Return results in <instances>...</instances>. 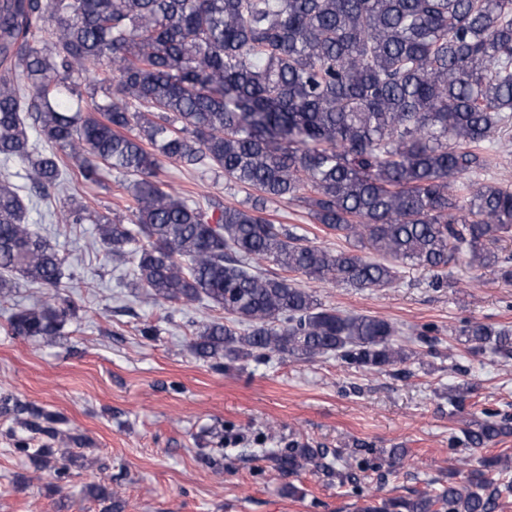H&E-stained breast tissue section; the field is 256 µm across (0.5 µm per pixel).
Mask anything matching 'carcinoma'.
I'll return each instance as SVG.
<instances>
[{
	"instance_id": "cac0c4a2",
	"label": "carcinoma",
	"mask_w": 512,
	"mask_h": 512,
	"mask_svg": "<svg viewBox=\"0 0 512 512\" xmlns=\"http://www.w3.org/2000/svg\"><path fill=\"white\" fill-rule=\"evenodd\" d=\"M512 126V0H0V288L17 276L56 288L57 246L33 228V200L69 190L68 162L86 183L107 169L134 177L126 218L72 202L57 224H93L154 306L204 301L227 323L199 324L196 353L228 361L334 353L370 371L410 354L384 318L328 307L281 270L361 290L392 286L398 264L441 273L453 252L512 279L499 244L512 240V188L457 179L484 168ZM167 163L224 175L251 191L238 206L203 207L158 179ZM296 201L348 242L331 251L274 224L267 206ZM71 306L51 297L19 310L12 335L52 342ZM472 352L512 357V332L470 322ZM18 423L47 438L14 451L35 471L72 474L71 437L39 408ZM512 433L472 421L477 452ZM283 475L333 464L297 445L272 457ZM499 454L467 483L413 498L369 500L359 512H495L512 481Z\"/></svg>"
}]
</instances>
